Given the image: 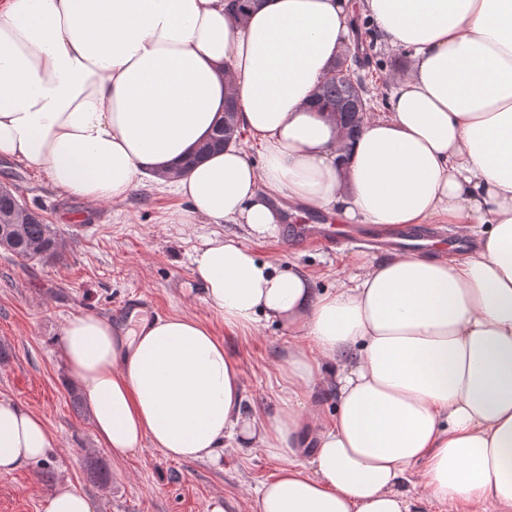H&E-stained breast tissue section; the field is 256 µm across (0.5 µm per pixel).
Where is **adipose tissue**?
Instances as JSON below:
<instances>
[{
	"mask_svg": "<svg viewBox=\"0 0 512 512\" xmlns=\"http://www.w3.org/2000/svg\"><path fill=\"white\" fill-rule=\"evenodd\" d=\"M358 15L408 70L351 139L315 91ZM230 93L259 158L233 143L184 167ZM0 156L93 205L162 173L189 219L262 237L278 195L339 224L455 225L462 253L398 251L324 290L198 235L205 304L295 340L269 414L246 409L239 364L189 314L126 330L71 316L61 356L115 456L147 441L215 464L229 441L282 460L253 512H512V0H260L242 21L225 0H0ZM316 386L330 416L305 402ZM54 446L38 413L0 400V472Z\"/></svg>",
	"mask_w": 512,
	"mask_h": 512,
	"instance_id": "adipose-tissue-1",
	"label": "adipose tissue"
}]
</instances>
